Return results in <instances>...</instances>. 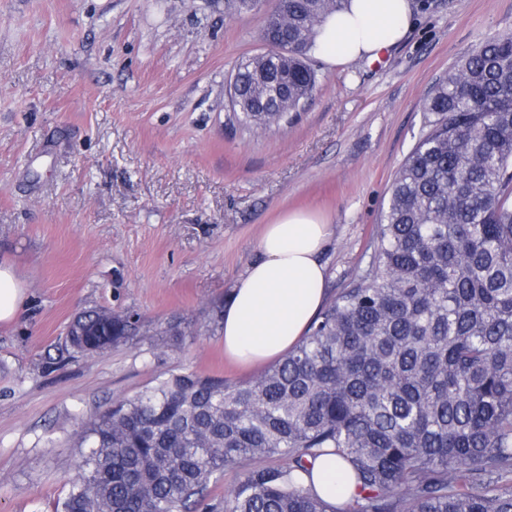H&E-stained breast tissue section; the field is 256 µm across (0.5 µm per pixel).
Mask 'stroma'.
Masks as SVG:
<instances>
[{
	"mask_svg": "<svg viewBox=\"0 0 512 512\" xmlns=\"http://www.w3.org/2000/svg\"><path fill=\"white\" fill-rule=\"evenodd\" d=\"M378 59L329 67L288 126L234 123L227 77L264 51L263 13L224 0H0V262L26 288L0 326V512H55L91 419L170 373L245 382L210 321L286 210L323 216L327 293L366 268L396 170L436 79L491 37L512 0H413ZM90 308L140 315L85 357ZM192 336L173 346L169 321Z\"/></svg>",
	"mask_w": 512,
	"mask_h": 512,
	"instance_id": "1",
	"label": "stroma"
}]
</instances>
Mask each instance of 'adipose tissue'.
<instances>
[{
  "instance_id": "obj_1",
  "label": "adipose tissue",
  "mask_w": 512,
  "mask_h": 512,
  "mask_svg": "<svg viewBox=\"0 0 512 512\" xmlns=\"http://www.w3.org/2000/svg\"><path fill=\"white\" fill-rule=\"evenodd\" d=\"M412 13V0H351L348 11L323 24L317 50L331 67L375 59L405 37ZM329 237V224L305 211L288 212L266 226L259 259L237 281L224 307L227 356L245 365L270 363L306 336L326 299L321 253ZM302 482L342 507L356 490L348 466L333 455L319 457Z\"/></svg>"
}]
</instances>
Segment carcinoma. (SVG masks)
<instances>
[{
  "mask_svg": "<svg viewBox=\"0 0 512 512\" xmlns=\"http://www.w3.org/2000/svg\"><path fill=\"white\" fill-rule=\"evenodd\" d=\"M348 4L280 0L263 18L271 50L227 85L240 122L293 118L318 84V28ZM140 328L91 309L66 345L92 357ZM86 438L61 512H204L250 456L286 464L248 471L224 512H337L302 483L328 453L356 481L352 512H512V35L436 80L367 268L292 351L244 383L172 374L112 403ZM285 461L278 457H248L232 469H227L220 479L211 487L212 503H223L224 494L236 486L244 474L256 467L284 465Z\"/></svg>",
  "mask_w": 512,
  "mask_h": 512,
  "instance_id": "cac0c4a2",
  "label": "carcinoma"
}]
</instances>
